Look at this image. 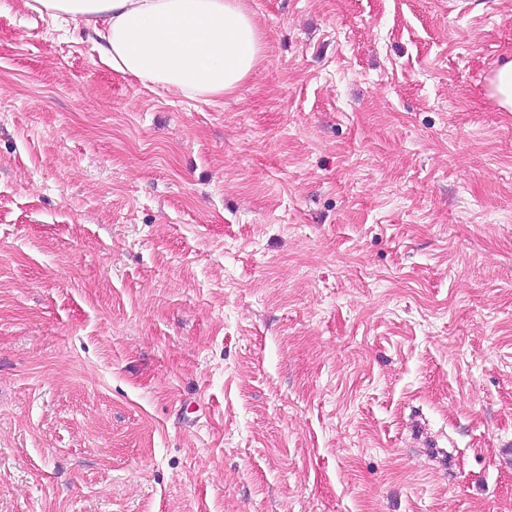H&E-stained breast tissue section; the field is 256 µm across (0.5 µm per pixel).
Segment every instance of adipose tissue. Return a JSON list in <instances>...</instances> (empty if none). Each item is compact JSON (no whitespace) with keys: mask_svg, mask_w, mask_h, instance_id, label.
Masks as SVG:
<instances>
[{"mask_svg":"<svg viewBox=\"0 0 512 512\" xmlns=\"http://www.w3.org/2000/svg\"><path fill=\"white\" fill-rule=\"evenodd\" d=\"M26 9L91 30L114 72L185 98L233 92L262 59L244 0H23Z\"/></svg>","mask_w":512,"mask_h":512,"instance_id":"obj_1","label":"adipose tissue"}]
</instances>
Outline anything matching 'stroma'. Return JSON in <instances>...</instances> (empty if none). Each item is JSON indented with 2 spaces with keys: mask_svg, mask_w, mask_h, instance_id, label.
I'll use <instances>...</instances> for the list:
<instances>
[{
  "mask_svg": "<svg viewBox=\"0 0 512 512\" xmlns=\"http://www.w3.org/2000/svg\"><path fill=\"white\" fill-rule=\"evenodd\" d=\"M246 5L205 100L0 0V512H512V0ZM489 87L500 108L512 112V61L503 63L493 72Z\"/></svg>",
  "mask_w": 512,
  "mask_h": 512,
  "instance_id": "obj_1",
  "label": "stroma"
}]
</instances>
